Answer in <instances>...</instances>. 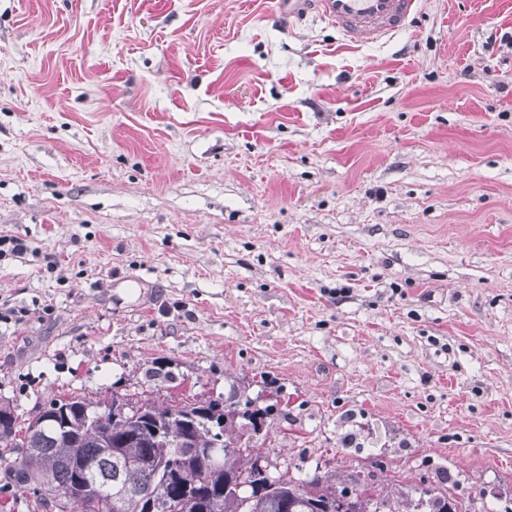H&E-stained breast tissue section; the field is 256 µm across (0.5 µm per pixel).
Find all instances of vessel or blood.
<instances>
[{"label": "vessel or blood", "mask_w": 512, "mask_h": 512, "mask_svg": "<svg viewBox=\"0 0 512 512\" xmlns=\"http://www.w3.org/2000/svg\"><path fill=\"white\" fill-rule=\"evenodd\" d=\"M280 15L316 13L351 43L376 42L403 30L420 0H276Z\"/></svg>", "instance_id": "b4317fda"}]
</instances>
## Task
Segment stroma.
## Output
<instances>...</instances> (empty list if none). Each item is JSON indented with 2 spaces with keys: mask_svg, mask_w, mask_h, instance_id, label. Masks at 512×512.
<instances>
[{
  "mask_svg": "<svg viewBox=\"0 0 512 512\" xmlns=\"http://www.w3.org/2000/svg\"><path fill=\"white\" fill-rule=\"evenodd\" d=\"M272 0H0V403L283 389L278 471L512 508V0L352 44Z\"/></svg>",
  "mask_w": 512,
  "mask_h": 512,
  "instance_id": "obj_1",
  "label": "stroma"
}]
</instances>
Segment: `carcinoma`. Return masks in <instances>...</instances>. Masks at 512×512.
Segmentation results:
<instances>
[{
  "mask_svg": "<svg viewBox=\"0 0 512 512\" xmlns=\"http://www.w3.org/2000/svg\"><path fill=\"white\" fill-rule=\"evenodd\" d=\"M68 412L66 429L48 423L39 432L0 419V465L4 477L32 492V512L56 510L57 499L69 497L67 512H146L155 496L166 492L189 505L178 512H335L337 488L318 474L298 480L273 475L247 436L250 426L265 421L271 407H253L235 391L224 397L226 445L210 444L209 418L194 403L159 402L126 397L123 406L104 413L81 394L51 398L48 406ZM168 436L157 448L154 431ZM180 458V480L170 482V459ZM358 512H405L403 504L386 509L384 498L363 488L355 491ZM413 512H470L459 507L448 489L421 491Z\"/></svg>",
  "mask_w": 512,
  "mask_h": 512,
  "instance_id": "1",
  "label": "carcinoma"
}]
</instances>
